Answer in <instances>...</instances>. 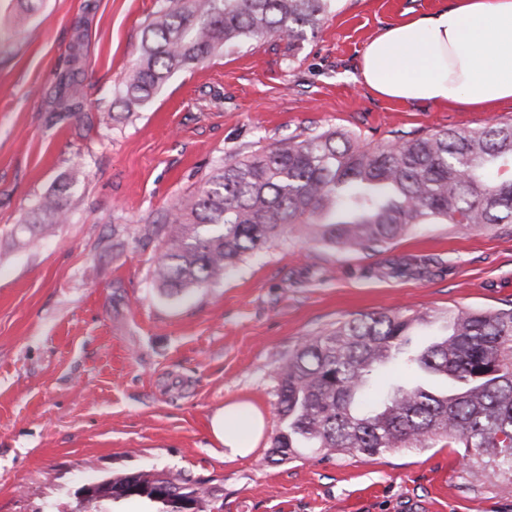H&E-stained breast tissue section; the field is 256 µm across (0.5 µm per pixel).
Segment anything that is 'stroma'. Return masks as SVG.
<instances>
[{"label":"stroma","mask_w":512,"mask_h":512,"mask_svg":"<svg viewBox=\"0 0 512 512\" xmlns=\"http://www.w3.org/2000/svg\"><path fill=\"white\" fill-rule=\"evenodd\" d=\"M452 0H334L296 51L246 39L175 74L123 118L117 89L161 0H0V512H143L77 491L163 470L224 491L221 512H512V472L463 465L447 439L365 458L312 448L270 459L276 366L303 338L374 312L493 311L512 301V224H416L376 252L290 233L218 283L169 296L143 228L225 161L329 127L384 145L512 118L380 98L358 80L367 42ZM82 54L84 111L57 119L60 72ZM69 186L67 223L31 239L38 201ZM265 413L248 458L221 459L209 418Z\"/></svg>","instance_id":"obj_1"}]
</instances>
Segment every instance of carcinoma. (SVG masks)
<instances>
[{
  "label": "carcinoma",
  "mask_w": 512,
  "mask_h": 512,
  "mask_svg": "<svg viewBox=\"0 0 512 512\" xmlns=\"http://www.w3.org/2000/svg\"><path fill=\"white\" fill-rule=\"evenodd\" d=\"M332 0H164L144 27L135 68L118 101L130 113L168 79L244 39L276 37L293 51L319 27ZM82 57L75 48L60 75L61 112H81ZM63 191L41 198L31 224H64ZM512 224V121L478 129L407 133L379 149L339 130L301 133L217 168L179 198L156 233L159 288L181 294L216 283L243 258L295 231L307 242L374 252L413 224ZM446 337L415 343L429 315L376 312L303 339L277 366L274 440L279 460L300 448L326 456L372 457L390 448H428L438 436L512 471V308L457 310ZM392 375L385 389L373 377ZM157 492L205 512L210 493L163 472L104 482L101 499Z\"/></svg>",
  "instance_id": "cac0c4a2"
}]
</instances>
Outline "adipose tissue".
<instances>
[{"label":"adipose tissue","instance_id":"ef3b65f1","mask_svg":"<svg viewBox=\"0 0 512 512\" xmlns=\"http://www.w3.org/2000/svg\"><path fill=\"white\" fill-rule=\"evenodd\" d=\"M360 81L405 104H455L482 110L512 102V0H454L387 27L365 47ZM266 429L249 401L216 410L210 430L224 460L251 455Z\"/></svg>","mask_w":512,"mask_h":512}]
</instances>
